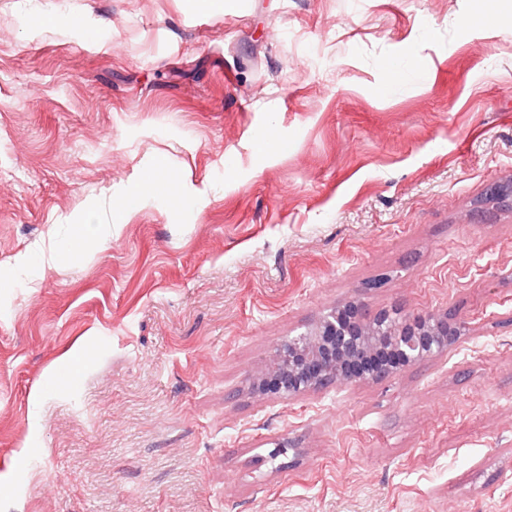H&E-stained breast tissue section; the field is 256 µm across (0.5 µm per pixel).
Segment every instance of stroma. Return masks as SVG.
Segmentation results:
<instances>
[{
  "mask_svg": "<svg viewBox=\"0 0 512 512\" xmlns=\"http://www.w3.org/2000/svg\"><path fill=\"white\" fill-rule=\"evenodd\" d=\"M484 3L0 0V276L112 227L0 288V512H512V18ZM157 167L200 202L141 197ZM354 297L465 330L254 394ZM82 238L83 235L80 233L75 240L71 241L67 245L51 249L47 255L42 253V255L39 256V260L42 263L49 264H58L63 261L77 262L81 260L83 257V248L81 243Z\"/></svg>",
  "mask_w": 512,
  "mask_h": 512,
  "instance_id": "1",
  "label": "stroma"
}]
</instances>
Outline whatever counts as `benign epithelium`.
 <instances>
[{
    "mask_svg": "<svg viewBox=\"0 0 512 512\" xmlns=\"http://www.w3.org/2000/svg\"><path fill=\"white\" fill-rule=\"evenodd\" d=\"M462 323L448 312L370 313L352 298L280 344L252 389L286 398L358 382H381L456 345Z\"/></svg>",
    "mask_w": 512,
    "mask_h": 512,
    "instance_id": "7a95c632",
    "label": "benign epithelium"
}]
</instances>
